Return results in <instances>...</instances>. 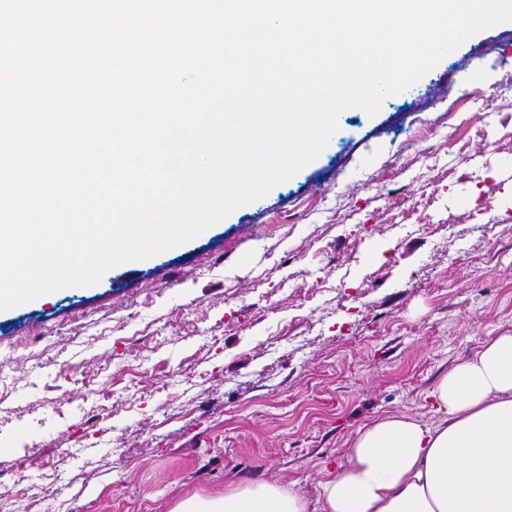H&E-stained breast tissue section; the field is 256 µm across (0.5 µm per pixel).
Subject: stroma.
<instances>
[{"label":"stroma","instance_id":"1","mask_svg":"<svg viewBox=\"0 0 512 512\" xmlns=\"http://www.w3.org/2000/svg\"><path fill=\"white\" fill-rule=\"evenodd\" d=\"M510 77L504 22L205 234L0 312V503L312 504L364 424L436 421L429 391L512 331ZM172 512H307V502L290 487L258 484L203 497L184 498Z\"/></svg>","mask_w":512,"mask_h":512}]
</instances>
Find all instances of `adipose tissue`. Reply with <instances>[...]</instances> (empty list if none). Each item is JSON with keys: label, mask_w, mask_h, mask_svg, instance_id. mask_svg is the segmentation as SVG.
Here are the masks:
<instances>
[{"label": "adipose tissue", "mask_w": 512, "mask_h": 512, "mask_svg": "<svg viewBox=\"0 0 512 512\" xmlns=\"http://www.w3.org/2000/svg\"><path fill=\"white\" fill-rule=\"evenodd\" d=\"M439 416H387L360 428L326 473L316 507L259 484L184 498L174 512H512V332L445 374Z\"/></svg>", "instance_id": "1"}]
</instances>
